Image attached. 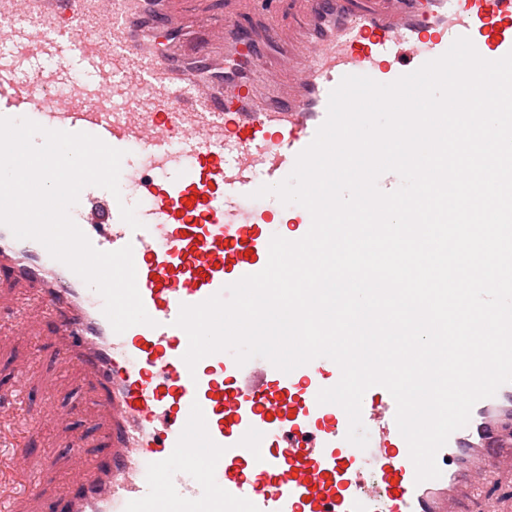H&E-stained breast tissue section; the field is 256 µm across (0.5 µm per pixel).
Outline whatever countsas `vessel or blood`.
<instances>
[{"label":"vessel or blood","mask_w":512,"mask_h":512,"mask_svg":"<svg viewBox=\"0 0 512 512\" xmlns=\"http://www.w3.org/2000/svg\"><path fill=\"white\" fill-rule=\"evenodd\" d=\"M293 31H257L211 0H0V116L122 150L120 196L85 187L70 210L100 251L132 246L152 325L116 333L102 296L38 241L0 225V274L25 291L15 328L50 329L76 365L106 445L74 441L81 478L48 512H512V382L478 401L416 482L387 389L369 388L367 448L321 389L320 357L283 373L218 352L188 368L181 305L268 261V206L343 76L390 83L469 37L512 51V0H294ZM135 207L141 229L121 218ZM23 378L0 391V448L27 453L40 420Z\"/></svg>","instance_id":"obj_1"}]
</instances>
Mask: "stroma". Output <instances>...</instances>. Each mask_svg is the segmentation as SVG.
Instances as JSON below:
<instances>
[{
  "label": "stroma",
  "instance_id": "obj_1",
  "mask_svg": "<svg viewBox=\"0 0 512 512\" xmlns=\"http://www.w3.org/2000/svg\"><path fill=\"white\" fill-rule=\"evenodd\" d=\"M18 375L28 380L27 406L41 414L43 430L28 456L16 457L11 468L16 473H26L33 459L50 456L56 462L58 479L38 496L20 501L17 512H44L47 503L65 492L80 475L67 443L79 438L96 440L100 434L81 390L82 374L58 358L55 338L50 333L34 336L15 329L0 330V388L7 387ZM59 412L66 414V421L56 420Z\"/></svg>",
  "mask_w": 512,
  "mask_h": 512
}]
</instances>
